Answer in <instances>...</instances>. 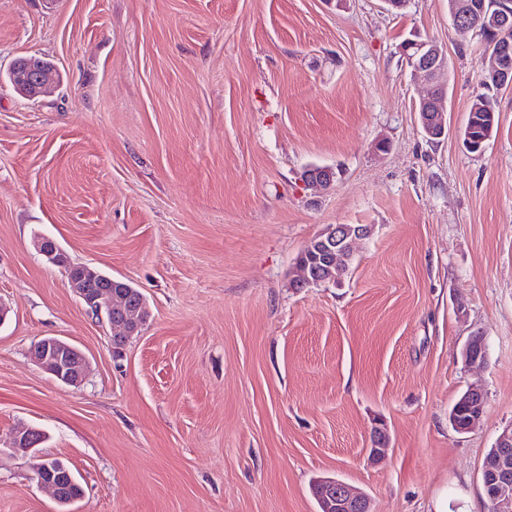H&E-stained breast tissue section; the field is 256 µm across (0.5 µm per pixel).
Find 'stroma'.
Returning a JSON list of instances; mask_svg holds the SVG:
<instances>
[{
	"label": "stroma",
	"mask_w": 512,
	"mask_h": 512,
	"mask_svg": "<svg viewBox=\"0 0 512 512\" xmlns=\"http://www.w3.org/2000/svg\"><path fill=\"white\" fill-rule=\"evenodd\" d=\"M414 34L448 55L437 141ZM24 57L56 68L47 93L11 84ZM482 60L448 0H0V436L44 433L83 486L71 512H318L322 476L372 512H488L481 466L512 424V89L466 151ZM337 224L370 228L347 273L299 284ZM40 236L143 293L122 352ZM46 336L85 354L81 385L33 361ZM472 386L484 414L459 433ZM0 512H60L7 448Z\"/></svg>",
	"instance_id": "1"
}]
</instances>
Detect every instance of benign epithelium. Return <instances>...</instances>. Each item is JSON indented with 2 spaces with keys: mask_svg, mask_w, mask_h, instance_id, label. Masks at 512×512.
<instances>
[{
  "mask_svg": "<svg viewBox=\"0 0 512 512\" xmlns=\"http://www.w3.org/2000/svg\"><path fill=\"white\" fill-rule=\"evenodd\" d=\"M448 15L455 29L472 31L483 24L491 34L490 47L484 53L483 71L494 79L497 89L512 88V0H448ZM409 67L414 75H421L430 84L429 92L418 102L419 121L424 133L440 138L448 131L449 83L435 84L436 76L449 72L448 56L441 47L428 40H412L404 47ZM12 83L29 97L40 95L50 78L48 67L30 59L14 63L10 71ZM335 172L325 167L322 174L308 172L307 184L327 188L332 185ZM369 234L364 225L338 224L311 241L305 254L321 258L325 263L343 268L341 261L352 257L356 239ZM37 250L50 263L68 264L64 251L52 240L39 237ZM69 285L95 316L107 321L118 333L112 336L115 349L122 348L133 336H138L148 319L144 306L135 311L125 309L123 293L114 292L111 276L87 265L68 272ZM33 359L61 382L79 385L86 373V357L73 344L50 336L37 341L32 350ZM43 436L35 428L14 430L8 447L26 450L32 478L49 489L55 500H60L63 477H72L71 471L60 461H48L40 454L38 445ZM482 484L493 504V512H512V425L497 438L494 450L482 465ZM320 503L324 512H371L370 500L346 482L329 478L320 482Z\"/></svg>",
  "mask_w": 512,
  "mask_h": 512,
  "instance_id": "7a95c632",
  "label": "benign epithelium"
}]
</instances>
